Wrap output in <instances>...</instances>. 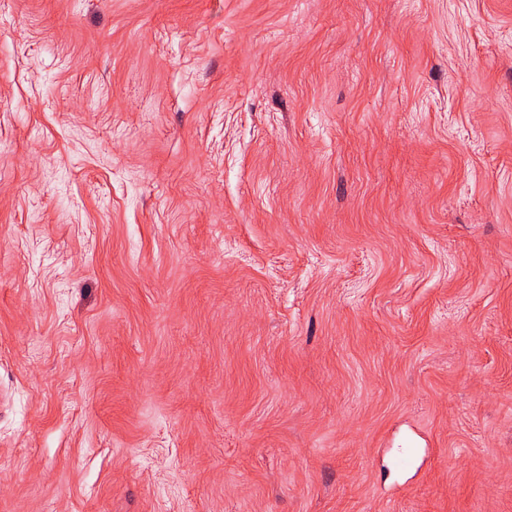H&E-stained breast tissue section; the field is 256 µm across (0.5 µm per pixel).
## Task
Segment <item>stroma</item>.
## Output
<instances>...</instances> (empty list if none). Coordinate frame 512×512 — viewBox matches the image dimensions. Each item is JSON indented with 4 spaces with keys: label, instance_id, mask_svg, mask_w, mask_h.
<instances>
[{
    "label": "stroma",
    "instance_id": "1",
    "mask_svg": "<svg viewBox=\"0 0 512 512\" xmlns=\"http://www.w3.org/2000/svg\"><path fill=\"white\" fill-rule=\"evenodd\" d=\"M0 512H512V0H0Z\"/></svg>",
    "mask_w": 512,
    "mask_h": 512
}]
</instances>
